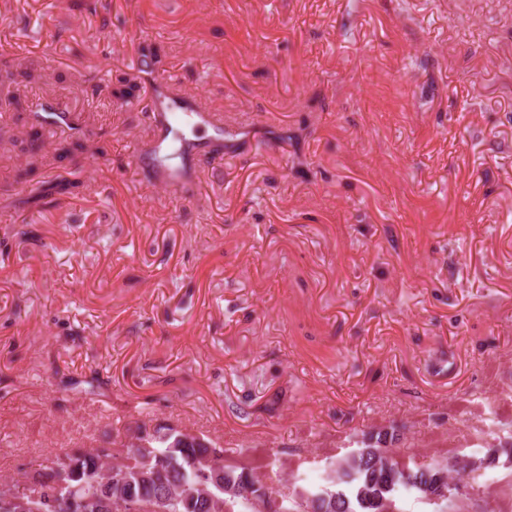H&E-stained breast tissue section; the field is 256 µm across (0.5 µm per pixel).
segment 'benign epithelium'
I'll return each instance as SVG.
<instances>
[{"label": "benign epithelium", "instance_id": "7a95c632", "mask_svg": "<svg viewBox=\"0 0 512 512\" xmlns=\"http://www.w3.org/2000/svg\"><path fill=\"white\" fill-rule=\"evenodd\" d=\"M113 447L124 449L119 470L111 468L112 459L103 457V466L86 476L78 462L50 457L32 465L20 481L1 479L0 512H36L38 503L41 512H178L180 506L195 502L196 495L170 497L167 479L176 466L175 448L206 449L195 462V470L199 487L212 485L214 489L204 495L200 512H231L229 503L237 501L250 504L253 512H288L290 499L305 512H313L319 503L311 493L295 491L286 483L272 489L252 474L228 485L224 449L186 429L134 425ZM131 472L138 481L153 482L160 488L150 503L136 495ZM424 496L433 502L448 501V474L439 475L433 486L424 488Z\"/></svg>", "mask_w": 512, "mask_h": 512}]
</instances>
